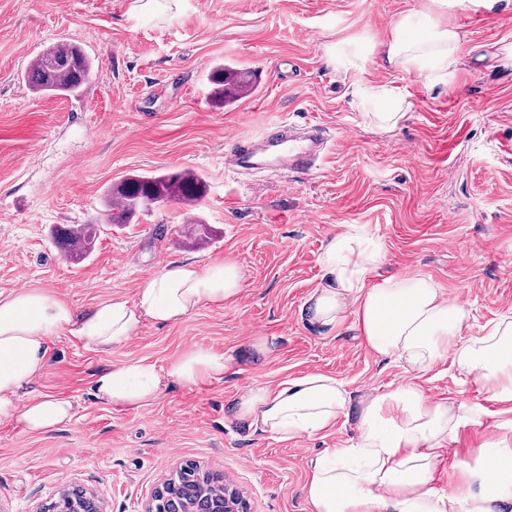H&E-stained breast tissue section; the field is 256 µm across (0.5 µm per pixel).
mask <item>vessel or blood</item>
<instances>
[{
  "label": "vessel or blood",
  "mask_w": 512,
  "mask_h": 512,
  "mask_svg": "<svg viewBox=\"0 0 512 512\" xmlns=\"http://www.w3.org/2000/svg\"><path fill=\"white\" fill-rule=\"evenodd\" d=\"M224 165L229 169L273 166L291 171L317 168L332 150V141L318 123L293 127L279 123L268 127L257 138L227 136Z\"/></svg>",
  "instance_id": "1"
}]
</instances>
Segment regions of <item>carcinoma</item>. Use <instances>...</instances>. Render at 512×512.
<instances>
[{
  "label": "carcinoma",
  "mask_w": 512,
  "mask_h": 512,
  "mask_svg": "<svg viewBox=\"0 0 512 512\" xmlns=\"http://www.w3.org/2000/svg\"><path fill=\"white\" fill-rule=\"evenodd\" d=\"M95 58L80 45L60 40L48 45L38 55L36 64L25 70L29 89L42 97H75L94 69ZM211 100L224 107L253 91L248 73L230 65L218 64L210 73ZM205 177L191 170L178 173H132L109 189L110 200H118L121 210H107L104 223L121 226L150 211L160 202L176 201L193 206L205 196ZM99 224H58L51 237L66 245L73 260H84L94 251L99 238ZM185 245L197 248L210 242L212 230L206 224H192L184 230ZM172 496L161 500L162 512H201L200 505L212 496L224 494L219 481H209L193 463H186L171 478Z\"/></svg>",
  "instance_id": "cac0c4a2"
}]
</instances>
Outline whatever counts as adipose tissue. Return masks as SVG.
Masks as SVG:
<instances>
[{"label":"adipose tissue","mask_w":512,"mask_h":512,"mask_svg":"<svg viewBox=\"0 0 512 512\" xmlns=\"http://www.w3.org/2000/svg\"><path fill=\"white\" fill-rule=\"evenodd\" d=\"M460 0H419L393 21L382 38L366 35L328 46L329 64L349 79L354 108L380 132L396 129L411 102L390 82L368 80V63L417 73L431 87L449 85L465 39L453 17ZM384 247L365 226L344 225L320 256L324 284L302 306L306 322L325 333L350 325L382 359L399 362L408 375L390 389L352 395L325 374L288 380L278 389L246 387L226 407L237 426L272 438L315 436L339 422L353 423L350 445L312 456L305 487L311 512H512V430L490 444L457 490H439L434 476L443 456L472 422L474 407L428 396L419 377L443 361L483 384L501 403L512 402V310L489 323L484 336L468 337L469 311L459 296L412 272L381 274ZM244 275L231 260L206 266L175 263L143 279L134 300L113 297L86 310L34 289L0 293V419L24 431L49 432L74 418L68 399L22 400V388L47 367L50 341L60 332L108 353L146 324L186 320L205 305L237 297ZM231 357L192 347L165 368L129 360L99 370L93 395L101 402L141 408L176 382L220 381Z\"/></svg>","instance_id":"1"}]
</instances>
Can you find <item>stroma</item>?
I'll list each match as a JSON object with an SVG mask.
<instances>
[{
  "label": "stroma",
  "mask_w": 512,
  "mask_h": 512,
  "mask_svg": "<svg viewBox=\"0 0 512 512\" xmlns=\"http://www.w3.org/2000/svg\"><path fill=\"white\" fill-rule=\"evenodd\" d=\"M132 2L0 0V293L40 288L88 309L134 299L141 280L170 263L219 258L240 265L244 288L108 353L57 335L22 396L69 398L77 413L47 433L0 420V512H45L70 482L98 492L106 512H142L188 460L223 474L249 512H309V458L348 445L353 426L273 439L225 422L224 408L243 387L273 389L309 373L353 393L404 379L400 364L350 328L322 334L300 317L322 284L321 250L343 225L367 226L383 243L385 271L417 272L460 296L471 337L512 308V66L503 63L512 0L494 12L460 7L462 66L443 91L372 59L369 77L400 85L414 104L387 133L352 107L326 48L384 34L416 0H180L163 17L136 16ZM59 40L89 47L94 71L79 97H37L23 80L28 54ZM218 63L249 71L254 92L212 104L208 75ZM275 120L327 126L326 162L308 172L225 171L226 136H255ZM184 169L207 181L195 214L214 230L212 244L183 245L188 216L175 202L103 226L78 263L53 242V225L98 221L109 187L126 175ZM255 336L278 339L267 361L242 353ZM194 346L234 356L223 381L169 385L140 409L94 399L99 369L135 359L162 367ZM418 384L482 411L438 469L437 487L449 488L497 437L501 406L446 363Z\"/></svg>",
  "instance_id": "obj_1"
}]
</instances>
